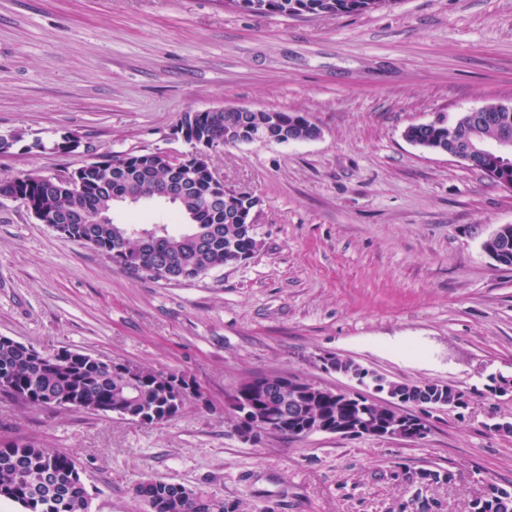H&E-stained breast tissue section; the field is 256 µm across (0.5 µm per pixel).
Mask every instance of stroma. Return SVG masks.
I'll use <instances>...</instances> for the list:
<instances>
[{
	"mask_svg": "<svg viewBox=\"0 0 512 512\" xmlns=\"http://www.w3.org/2000/svg\"><path fill=\"white\" fill-rule=\"evenodd\" d=\"M512 105V0H393L366 14L248 13L224 0H0V180L115 151H186L183 113L302 112L311 140L227 145L226 188L258 199V251L192 281L128 273L0 200V336L186 375L175 418L29 408L0 394V439L72 456L90 512H149L161 479L239 512H470L512 488V269L483 245L512 224V190L405 137L414 124ZM80 142L54 148L62 136ZM335 355L396 382L463 392L413 443L315 433L242 442L229 395L257 376L341 391ZM449 470L452 482L408 473Z\"/></svg>",
	"mask_w": 512,
	"mask_h": 512,
	"instance_id": "35a3bbf8",
	"label": "stroma"
}]
</instances>
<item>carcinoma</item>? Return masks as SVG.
Instances as JSON below:
<instances>
[{
  "instance_id": "cac0c4a2",
  "label": "carcinoma",
  "mask_w": 512,
  "mask_h": 512,
  "mask_svg": "<svg viewBox=\"0 0 512 512\" xmlns=\"http://www.w3.org/2000/svg\"><path fill=\"white\" fill-rule=\"evenodd\" d=\"M269 14L281 16L361 14L377 9L390 0H266ZM281 128L287 140H307L318 127L300 112H281ZM240 116L228 112H186L181 121L194 123L198 133L224 136V128ZM507 134L512 136V109L499 104L482 107L480 123L467 114L454 123L436 121L412 125L405 136L415 145L438 153L454 152L463 137L487 140ZM497 172L495 181H512V162L503 164L495 158L474 166ZM193 186L187 190L185 206L176 208L174 220L190 229L171 234L167 224L143 220L144 227L116 224L112 219L114 203L146 202L158 198L175 176L154 161L150 152H114L100 165L83 167V190L73 195L59 184L33 175L1 181L0 191L20 194L49 213L63 218L57 232L85 244L106 256L116 266L134 274L152 276L161 268L172 275L192 270L201 277L218 266L237 264L249 259L257 249L252 212L256 200L245 194L224 196L212 201L208 162L199 160ZM484 250L500 266L512 268V224L500 226L485 242ZM173 373L136 368L125 372L116 365L81 353L69 364L53 360L50 353L40 357L33 347L17 341H0V391L13 399L23 396L25 406H50L80 409L96 414L116 413L131 422L143 413L161 412L158 420L176 417L187 401L170 404ZM403 395L400 406H376L370 434L382 435L389 423L405 424L406 439L418 441L428 431L424 407L443 409L464 403L465 394L450 385L435 382H395ZM361 394L338 397L314 384L303 381L302 389L288 394V413L277 415L276 433L303 439L312 435L308 423L331 420L348 424L358 413ZM492 494L480 512H512V492L489 484ZM185 498L169 496L168 483L148 479L139 483L135 493L152 499L151 512H238L236 502L203 495L183 488ZM18 504L23 512H89L90 501L78 462L66 453L44 448L32 441L0 442V499Z\"/></svg>"
}]
</instances>
